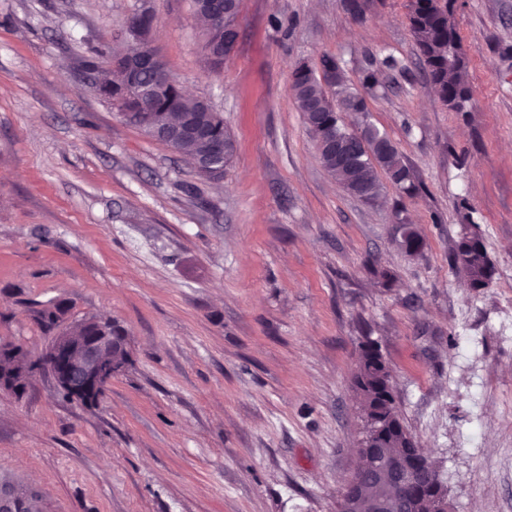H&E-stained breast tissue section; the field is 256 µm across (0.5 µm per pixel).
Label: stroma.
I'll return each mask as SVG.
<instances>
[{"label": "stroma", "mask_w": 512, "mask_h": 512, "mask_svg": "<svg viewBox=\"0 0 512 512\" xmlns=\"http://www.w3.org/2000/svg\"><path fill=\"white\" fill-rule=\"evenodd\" d=\"M130 3L0 0V346L40 355L58 328L37 313L62 302L58 327L114 319L130 354L93 407L45 374L0 390V478L39 512H336L371 339L449 512H512V0H458L464 114L431 90L408 0L360 22L342 0H240L218 71L189 0H152L169 71L233 137L218 181L81 79ZM326 56L378 74L371 120L419 194L367 204L323 169L290 85ZM463 198L496 268L480 290L451 264ZM396 224H400L399 247L408 255L413 256L421 252L423 243L418 234L410 227L403 217H397Z\"/></svg>", "instance_id": "stroma-1"}]
</instances>
